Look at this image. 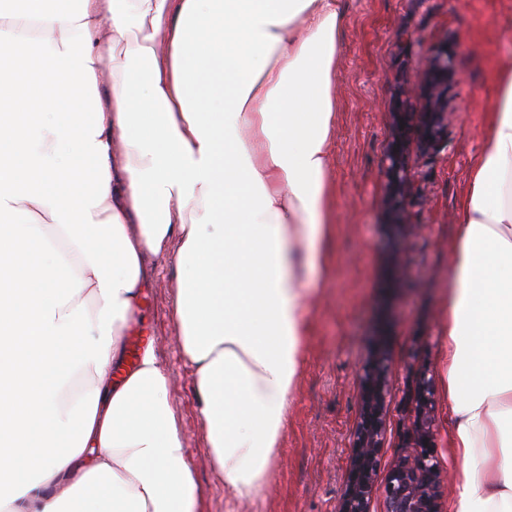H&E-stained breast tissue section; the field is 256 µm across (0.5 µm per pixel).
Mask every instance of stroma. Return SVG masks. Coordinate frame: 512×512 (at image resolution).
Wrapping results in <instances>:
<instances>
[{"mask_svg":"<svg viewBox=\"0 0 512 512\" xmlns=\"http://www.w3.org/2000/svg\"><path fill=\"white\" fill-rule=\"evenodd\" d=\"M336 55L335 133L325 262L307 300L300 374L261 494H224L198 410L193 369L182 359L172 318L173 263L148 260L150 280L122 330L127 353L151 345L168 376V397L195 468L201 512H338L351 476L364 404L362 376L384 366L386 413L369 512H384V484L399 452L414 447L419 376L433 386L431 445L447 471L449 512L461 464L448 444L443 330L458 207L488 127L496 73L512 39V0H345ZM453 56L440 141L410 147L408 178L392 191L385 156L398 112L420 108V75L435 50Z\"/></svg>","mask_w":512,"mask_h":512,"instance_id":"obj_1","label":"stroma"}]
</instances>
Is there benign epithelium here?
Listing matches in <instances>:
<instances>
[{
	"mask_svg": "<svg viewBox=\"0 0 512 512\" xmlns=\"http://www.w3.org/2000/svg\"><path fill=\"white\" fill-rule=\"evenodd\" d=\"M452 75L448 52L439 51L428 58L421 84L425 104L416 112H399L396 136L389 152L387 172L394 190H399L407 175L408 142L411 134L420 138L423 149L432 148L445 129L450 106L440 91ZM365 409L353 454V469L341 512H369L374 478L380 466V436L386 408V385L381 364L370 367L363 376ZM418 421L414 425L417 447L405 448L389 470L384 486L385 512H441L444 475L431 447V431L421 418L433 408L431 382L421 377L415 390Z\"/></svg>",
	"mask_w": 512,
	"mask_h": 512,
	"instance_id": "obj_1",
	"label": "benign epithelium"
}]
</instances>
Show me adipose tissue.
Instances as JSON below:
<instances>
[{
    "instance_id": "obj_1",
    "label": "adipose tissue",
    "mask_w": 512,
    "mask_h": 512,
    "mask_svg": "<svg viewBox=\"0 0 512 512\" xmlns=\"http://www.w3.org/2000/svg\"><path fill=\"white\" fill-rule=\"evenodd\" d=\"M343 20V0H0V512H198L165 370L123 367L167 252L224 492L260 494L329 228ZM496 82L443 331L452 512H512V63Z\"/></svg>"
}]
</instances>
